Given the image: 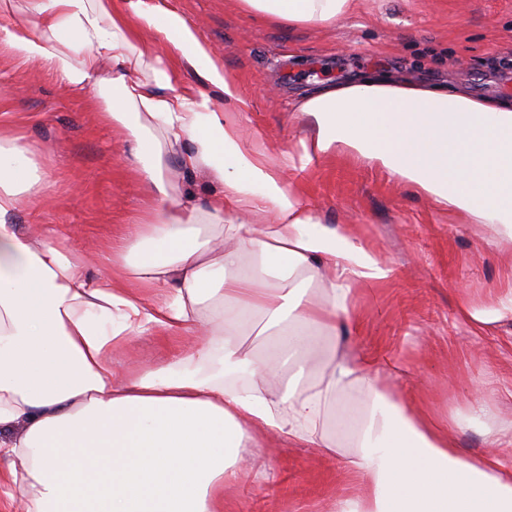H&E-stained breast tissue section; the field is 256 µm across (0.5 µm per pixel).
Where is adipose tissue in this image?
Instances as JSON below:
<instances>
[{"instance_id":"ef3b65f1","label":"adipose tissue","mask_w":512,"mask_h":512,"mask_svg":"<svg viewBox=\"0 0 512 512\" xmlns=\"http://www.w3.org/2000/svg\"><path fill=\"white\" fill-rule=\"evenodd\" d=\"M238 2L306 27L334 25L354 7ZM141 30L165 42L176 65L142 47ZM0 36L71 91L111 62L102 115L130 130L152 196L149 223L90 276L66 236L15 224L35 166L0 135V456L27 512H224L225 486L270 437L334 453V405L357 446L347 462L357 487L337 494L336 512H512V457L464 454L451 435L486 419L491 443L512 437L482 400L440 420L415 398H395L371 357L332 355L310 377L307 354L349 321L354 286L383 282L392 268L284 182L285 171L348 152L512 240V99L382 73L329 82L294 104L310 130L273 159L255 148L263 129L240 118L238 78L153 0H25ZM183 65L201 71L205 87L183 85ZM186 141L184 167L224 186L205 206L173 197L164 178L162 146ZM257 322L273 332L260 358L240 342ZM149 332L177 350L117 377L113 353Z\"/></svg>"}]
</instances>
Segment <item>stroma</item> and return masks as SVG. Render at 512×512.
<instances>
[{
	"instance_id": "1",
	"label": "stroma",
	"mask_w": 512,
	"mask_h": 512,
	"mask_svg": "<svg viewBox=\"0 0 512 512\" xmlns=\"http://www.w3.org/2000/svg\"><path fill=\"white\" fill-rule=\"evenodd\" d=\"M193 26L234 73L245 122L265 129L258 151L278 157L309 131L293 111L299 95L371 69L395 77L463 85L479 97H512V0H356L334 27H291L240 10L237 0H158ZM93 91H69L48 70L17 60L0 40V132L30 149L39 183L22 195L18 224L70 235L86 271L128 227L148 220L149 184L134 140L106 123ZM327 224L352 225L387 258L383 283L356 287L352 323L335 345L311 353L320 371L329 352L393 365L398 396L419 395L440 417L465 410L480 391L498 423L512 426V321L482 334L459 304L491 309L512 294V242L494 224H469L384 168L345 153L313 163L294 182ZM167 346L143 336L115 353L118 373L164 360ZM336 453L273 440L266 469L248 470L224 491L226 512H330L355 449L336 435Z\"/></svg>"
}]
</instances>
